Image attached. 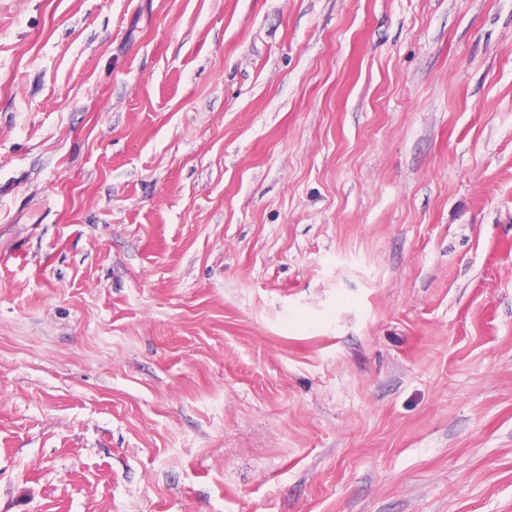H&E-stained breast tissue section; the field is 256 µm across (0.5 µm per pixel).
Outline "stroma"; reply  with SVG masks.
<instances>
[{"mask_svg": "<svg viewBox=\"0 0 512 512\" xmlns=\"http://www.w3.org/2000/svg\"><path fill=\"white\" fill-rule=\"evenodd\" d=\"M0 512H512V0H0Z\"/></svg>", "mask_w": 512, "mask_h": 512, "instance_id": "1", "label": "stroma"}]
</instances>
